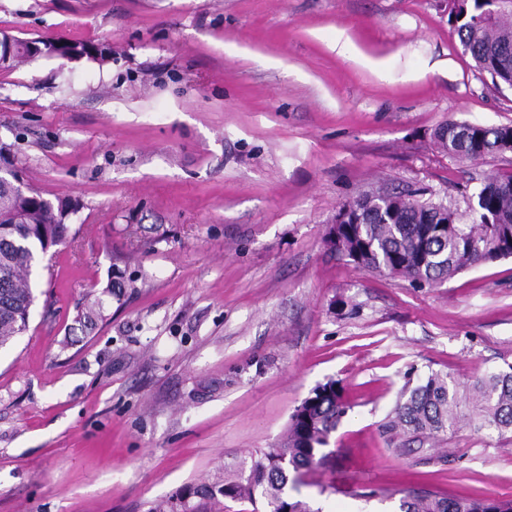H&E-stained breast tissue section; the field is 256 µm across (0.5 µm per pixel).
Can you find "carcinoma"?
Here are the masks:
<instances>
[{"instance_id": "cac0c4a2", "label": "carcinoma", "mask_w": 512, "mask_h": 512, "mask_svg": "<svg viewBox=\"0 0 512 512\" xmlns=\"http://www.w3.org/2000/svg\"><path fill=\"white\" fill-rule=\"evenodd\" d=\"M450 17L476 67L495 84L512 88V0H462ZM436 144L463 164L512 153V126L450 120L434 132ZM418 192L372 189L342 210L350 219L330 227L327 244L358 269L398 275L433 286L482 263L512 257V173L489 177L461 213L420 200ZM70 203L53 202L33 187L0 183V349L23 333L35 296L31 275L40 257L69 238ZM349 410L343 387L329 380L314 387L291 415L280 445L225 477L179 491L153 512H224V500L262 505V512H313L289 491L302 472L329 457L326 448ZM466 419L479 430L512 432V365L474 379L459 395L448 374L432 372L404 385L390 429L410 441L438 438ZM400 512H512V500L466 499L414 489Z\"/></svg>"}]
</instances>
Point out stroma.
<instances>
[{"label": "stroma", "mask_w": 512, "mask_h": 512, "mask_svg": "<svg viewBox=\"0 0 512 512\" xmlns=\"http://www.w3.org/2000/svg\"><path fill=\"white\" fill-rule=\"evenodd\" d=\"M2 31L110 57L0 70V142L77 206L0 350V512H150L276 446L331 379L350 409L293 492L313 512H399L417 487L512 500V434L387 427L406 382L512 364V258L432 288L325 242L372 185L463 210L512 171L434 141L448 120L512 126L448 0H0Z\"/></svg>", "instance_id": "1"}]
</instances>
